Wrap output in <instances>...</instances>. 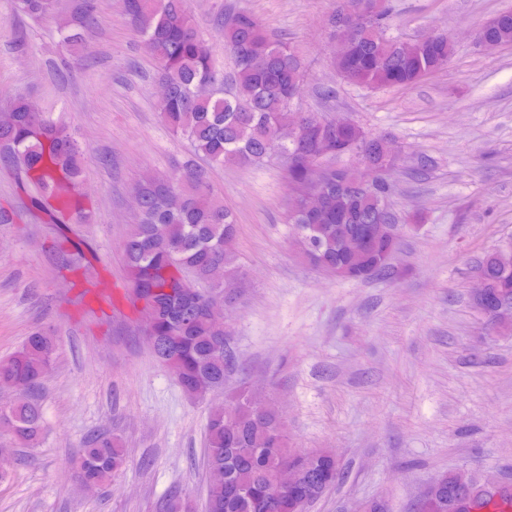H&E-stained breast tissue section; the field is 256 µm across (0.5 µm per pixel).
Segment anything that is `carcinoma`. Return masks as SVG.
<instances>
[{
  "label": "carcinoma",
  "instance_id": "obj_1",
  "mask_svg": "<svg viewBox=\"0 0 512 512\" xmlns=\"http://www.w3.org/2000/svg\"><path fill=\"white\" fill-rule=\"evenodd\" d=\"M11 11L32 21L60 19L59 32L72 47L99 23L97 0H75L71 12L57 0H11ZM125 12L141 34L168 87L159 104L162 122L188 142L192 157L170 176H150L137 184L140 205L122 246L127 296L158 341L157 358L168 365L182 391L206 399L224 389L235 358L224 336L223 322L212 310L224 305V292L240 271L224 239L236 234L232 212L215 194L210 169L248 167L274 156L287 163L288 182L306 192L320 184L318 196L288 211L293 243L319 270L347 268L340 280L365 281L392 274L383 247L354 251L347 236L361 224H400L389 204L391 175L384 172L390 141L357 124L315 125L318 114L296 112L292 102L303 87L306 69L288 45L273 40L261 20L247 12L218 19L224 46L234 57L231 77L217 66L212 46L194 27L188 0H126ZM391 13L375 0H332L326 25L348 51L333 59L346 83L372 88L410 86L447 67L452 41L404 46L389 35ZM478 43L487 50L512 45V11L480 26ZM214 84L209 97L199 88ZM11 119L0 125V170L10 174L25 214L48 224L82 221L86 210L71 207L81 195L84 148L49 112L24 98L9 103ZM300 129L298 140L275 144L270 132L281 126ZM356 153L363 162L357 173L322 168L323 158ZM486 279L476 311L490 319L500 305H512V241L485 253L475 264ZM56 353V340L36 331L21 347L0 360V383L16 387L14 400L0 407V432L22 448L37 447L45 436L38 389ZM205 463L224 472L210 483L206 512H302V500L313 503L340 479L341 467L326 449L288 447L282 411L275 401L254 405L245 394L233 402L211 405L205 426ZM126 461L123 442L99 434L88 437L73 458L81 481L108 485ZM291 466L301 475L302 494L273 497L277 473ZM457 470L446 474L434 498L444 512H512V482L464 495ZM165 512H193L175 491Z\"/></svg>",
  "mask_w": 512,
  "mask_h": 512
}]
</instances>
